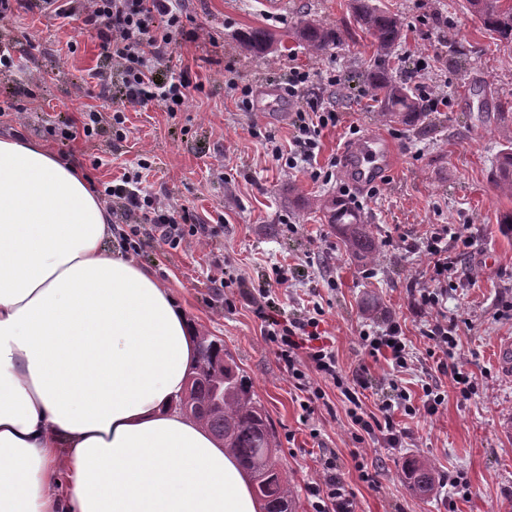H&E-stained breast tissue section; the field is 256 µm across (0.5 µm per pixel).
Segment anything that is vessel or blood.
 Listing matches in <instances>:
<instances>
[{"label": "vessel or blood", "instance_id": "vessel-or-blood-1", "mask_svg": "<svg viewBox=\"0 0 512 512\" xmlns=\"http://www.w3.org/2000/svg\"><path fill=\"white\" fill-rule=\"evenodd\" d=\"M343 177L360 188L388 178L398 154L397 145L379 131L372 130L361 138L343 145Z\"/></svg>", "mask_w": 512, "mask_h": 512}]
</instances>
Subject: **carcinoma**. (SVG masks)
<instances>
[{"label":"carcinoma","instance_id":"1","mask_svg":"<svg viewBox=\"0 0 512 512\" xmlns=\"http://www.w3.org/2000/svg\"><path fill=\"white\" fill-rule=\"evenodd\" d=\"M466 7L496 40L512 44V0H466ZM358 17L376 47L367 81L381 104L382 114L418 120L422 113L419 102L390 67L391 50L401 33L399 18L368 3L359 7ZM300 36L315 51L342 41V32L316 22L306 23ZM239 40L244 50L259 55L267 52L271 43L270 36L261 29L243 32ZM493 179L502 192L512 193V144L499 151ZM325 208L330 223L341 230L346 248L364 260L373 258V237L368 225L337 201L325 203ZM196 350L198 371L193 373L194 379L176 406L224 441V448L248 475L254 498L264 512H295L293 490L279 455L278 436L256 399L251 377L239 369L221 339L200 333L196 336ZM405 470L409 489L416 495H428L439 485V474L426 459L407 461Z\"/></svg>","mask_w":512,"mask_h":512}]
</instances>
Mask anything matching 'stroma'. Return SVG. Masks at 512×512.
<instances>
[{
	"mask_svg": "<svg viewBox=\"0 0 512 512\" xmlns=\"http://www.w3.org/2000/svg\"><path fill=\"white\" fill-rule=\"evenodd\" d=\"M402 22L392 56L425 53L433 62L408 86L422 81L446 89L448 106L408 124L383 118L368 92L366 72L372 39L361 26L354 0H288L276 11L260 0H189V18L177 38L176 57L195 84L187 107L167 112L161 105L127 107L125 141L101 132L95 147L75 141L67 161L94 185L136 171L139 160L148 192L165 194L176 206L209 222H222L206 247L171 250L144 238L139 263L172 289L199 331L222 339L275 426L288 477L310 512L306 485L320 466L322 449L336 463L355 495L359 512H512V371H503L500 342L512 340V234L503 233L500 215L512 210V195L491 181L498 151L512 144V48L495 44L467 11L465 0H370ZM307 21L339 27L340 45L307 50L297 30ZM266 30L272 43L264 55H249L237 36L244 29ZM210 32L211 41L198 39ZM12 38L20 69L0 74V102L24 110L22 120L0 119V134H12L63 152L57 134L65 119L96 105L80 81L90 68H105L98 43L88 32L54 26L31 10L0 20V36ZM308 71L315 97L333 102L336 126L320 135L318 166L338 158L353 130L384 129L399 149L392 176L355 211L370 224L375 255L363 263L345 252L340 230L329 224L324 200L342 197L341 174L312 179L289 170L272 156L273 145L288 146V122L268 116L265 99L244 109L243 89L279 88L288 65ZM336 71L340 86L324 84ZM469 227L472 244L456 256L463 276L448 284L446 308L460 321L457 345L443 352L427 336L434 323L420 306L428 282L424 240L442 229ZM242 275L215 296L207 276L213 258ZM289 270L275 301L286 316L323 309L320 331L336 350L337 367L348 376L367 367L372 386L362 398L376 411L393 388L405 389L414 403L424 384L440 385L447 397L436 415L396 413L401 445L374 439L356 443L348 402L325 384L326 402L313 420L302 423L298 392L261 332V322L242 297V287L262 285L274 269ZM397 322L410 360L397 372L384 358L362 349V330ZM464 367L476 386L461 397L440 364ZM426 458L446 483L421 498L407 489L406 460ZM381 469L379 485L361 477Z\"/></svg>",
	"mask_w": 512,
	"mask_h": 512,
	"instance_id": "35a3bbf8",
	"label": "stroma"
}]
</instances>
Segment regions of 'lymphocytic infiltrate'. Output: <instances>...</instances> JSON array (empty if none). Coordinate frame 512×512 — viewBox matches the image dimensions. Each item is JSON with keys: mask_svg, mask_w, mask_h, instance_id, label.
Masks as SVG:
<instances>
[{"mask_svg": "<svg viewBox=\"0 0 512 512\" xmlns=\"http://www.w3.org/2000/svg\"><path fill=\"white\" fill-rule=\"evenodd\" d=\"M35 7L45 17L58 21L60 26L93 33L99 42L108 70L96 68L82 74L81 81L98 87V96L109 103V110L83 112L79 122H65L60 131L62 142L76 139L93 140L104 128H112L116 139H125V116L114 104L111 92L113 81H120L122 99L133 105L151 103L163 105L168 112H178L188 100L192 81L188 70H174L176 37L183 30L187 16V0H36ZM308 72L289 66L288 80L283 92L296 107L291 115L292 138L289 151L274 150L273 156L288 169H304L315 158L322 129L336 126L339 117L334 108L308 98ZM103 200L113 217L128 224L124 236L126 251L139 254L143 233L170 249L204 244L215 236L216 226L177 211L167 199L143 191L140 175H122L118 181L105 184ZM471 245L467 228H460L453 238L440 233L427 238L425 248L431 256L428 286L420 295L423 307L434 310L435 323L431 330L439 348L455 346L456 321L442 311L439 298L449 278L458 269L448 259L449 247L465 250ZM286 276H276L273 283L245 291L254 314L264 325V339L275 351L288 372V379L300 392L299 407L302 421H309L315 406L324 397L322 383L340 388L350 403L351 422L356 429L355 439L380 435L387 447H400V435L394 421L396 412L412 416L417 412L436 414L445 402L438 387L424 386L425 400L415 405L409 396L400 393L382 401L378 415L362 411L361 396L368 387L364 371L343 376L337 368L332 345L323 342L319 332L321 307H313L306 315L284 319L274 308L275 287L286 284ZM361 344L370 356H383L394 369L408 365V352L402 329L391 322L377 334H361ZM307 496L312 512H357L355 497L350 492L336 465L334 450L323 452L321 471L308 482Z\"/></svg>", "mask_w": 512, "mask_h": 512, "instance_id": "obj_1", "label": "lymphocytic infiltrate"}]
</instances>
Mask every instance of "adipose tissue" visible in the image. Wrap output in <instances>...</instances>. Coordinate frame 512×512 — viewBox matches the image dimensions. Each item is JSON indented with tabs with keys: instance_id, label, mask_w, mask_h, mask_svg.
Segmentation results:
<instances>
[{
	"instance_id": "adipose-tissue-1",
	"label": "adipose tissue",
	"mask_w": 512,
	"mask_h": 512,
	"mask_svg": "<svg viewBox=\"0 0 512 512\" xmlns=\"http://www.w3.org/2000/svg\"><path fill=\"white\" fill-rule=\"evenodd\" d=\"M79 168L0 136V512H258L175 402L197 329Z\"/></svg>"
}]
</instances>
